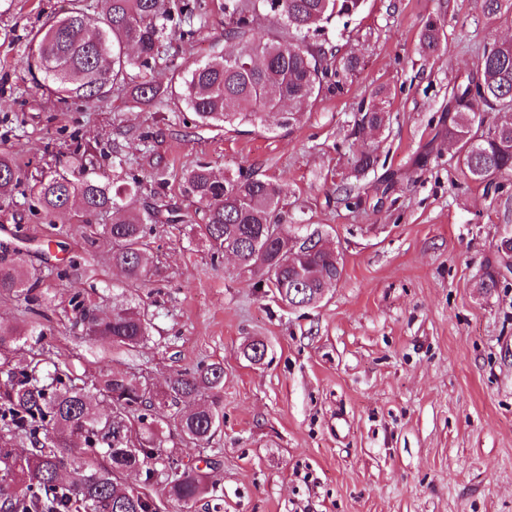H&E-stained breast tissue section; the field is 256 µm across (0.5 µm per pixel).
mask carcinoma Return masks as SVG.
<instances>
[{"instance_id":"1","label":"carcinoma","mask_w":512,"mask_h":512,"mask_svg":"<svg viewBox=\"0 0 512 512\" xmlns=\"http://www.w3.org/2000/svg\"><path fill=\"white\" fill-rule=\"evenodd\" d=\"M364 0H224V53L180 77L177 95L196 121L205 126L264 124L267 118L290 127L300 113L283 111L285 102L299 105L323 93L344 90L361 68L355 56L317 41L333 20L357 15ZM491 23H512V0H479ZM205 0H97V6L70 0L69 7L32 36L26 58L30 73L42 80L36 87L62 102L106 103L113 89L135 102L149 104L169 89L147 78L159 59L160 43L171 34L190 41L197 30L187 22L204 14ZM277 19L282 35L272 36L263 17ZM422 48L440 50L446 38L428 21ZM387 95L378 90L359 112L358 130L380 132L389 123ZM480 102L492 112H512V41L486 48L475 69L452 87L448 107V140L463 151L462 171L484 191L499 190L500 179L512 175V121L484 132V119L474 111ZM27 175L0 150V201ZM184 192L197 203L194 215L157 205L133 212L103 234L112 243V265L138 285L147 276L146 253L158 224H187L208 247L215 262L226 253L256 276L286 305L308 307L322 299L327 280L342 276L335 247L319 231L301 234L281 224L279 185L250 172L216 177L198 163L183 173ZM137 179L115 190L97 179L74 180L56 171L36 181L37 202L49 222L64 216L74 200L88 215L116 209ZM30 250L15 246L9 259L0 257V294L15 295L30 313L43 317L49 299L39 291L40 278L29 267ZM512 265V254L496 251L478 284L485 293L500 287V269ZM81 262L51 267L58 286H73ZM73 329L81 338L104 339L133 354L150 339L151 321L140 304L128 303L104 319L84 293L70 298ZM44 336L36 323H0V454L12 457L10 484L0 486V512H150L147 496L122 484L123 472L139 469L171 471L164 490L176 512H191L205 490L206 474L181 463L164 447L163 424L154 417L161 406L177 407L173 421L181 437L200 448L209 444L224 423V366L202 365L178 371L158 392L145 378L112 371L89 383L70 367L48 362L13 361L28 341ZM110 411L98 412L96 400ZM81 439L85 455L70 454L71 440ZM27 442L25 454L15 451Z\"/></svg>"}]
</instances>
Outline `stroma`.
Here are the masks:
<instances>
[{
  "label": "stroma",
  "instance_id": "1",
  "mask_svg": "<svg viewBox=\"0 0 512 512\" xmlns=\"http://www.w3.org/2000/svg\"><path fill=\"white\" fill-rule=\"evenodd\" d=\"M206 4L193 42L162 41L155 83L169 86L224 51V0ZM67 6L0 0V147L29 176L0 206V241L30 239L37 266L80 257L75 286L101 315L140 299L153 330L133 359L76 338L70 294L49 275L45 336L27 354L47 353L88 380L144 374L158 390L175 371L223 364L221 432L205 448L166 436L168 450L210 478L195 512H512V279L487 295L475 288L512 226V176L503 194L484 195L447 134L454 82L485 46L512 39V24H488L476 0H364L348 26L326 34L362 62L343 94L319 96L289 128L202 127L173 96L141 105L116 92L98 109L36 90L24 65L31 37ZM430 19L447 44L431 56L419 42ZM377 88L390 121L362 141L354 120ZM79 144L102 183L124 171L139 180L125 211L162 201L193 213L180 178L199 162L280 185L281 223L327 233L345 256L341 282L318 305L288 307L231 258L213 262L188 226L162 224L151 251L161 273L132 288L111 243L89 238L112 214L75 205L53 228L35 206L34 179L69 168ZM365 145L377 164L357 176ZM345 184L358 205L343 203ZM49 234L45 258L37 243ZM253 338L268 345L257 365L241 353Z\"/></svg>",
  "mask_w": 512,
  "mask_h": 512
}]
</instances>
